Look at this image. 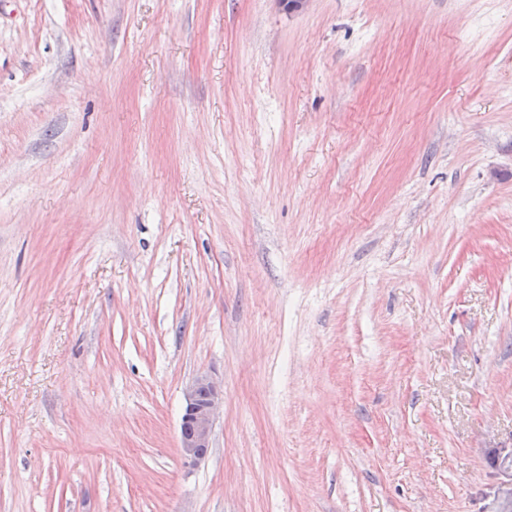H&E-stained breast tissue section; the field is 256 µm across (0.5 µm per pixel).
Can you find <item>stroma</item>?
I'll list each match as a JSON object with an SVG mask.
<instances>
[{
    "label": "stroma",
    "mask_w": 512,
    "mask_h": 512,
    "mask_svg": "<svg viewBox=\"0 0 512 512\" xmlns=\"http://www.w3.org/2000/svg\"><path fill=\"white\" fill-rule=\"evenodd\" d=\"M501 448L512 0H0V512H499ZM224 403V386L206 375L200 376L185 394L180 420V451L187 462L204 459L211 448L214 420Z\"/></svg>",
    "instance_id": "obj_1"
}]
</instances>
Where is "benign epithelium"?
I'll return each instance as SVG.
<instances>
[{
	"instance_id": "1",
	"label": "benign epithelium",
	"mask_w": 512,
	"mask_h": 512,
	"mask_svg": "<svg viewBox=\"0 0 512 512\" xmlns=\"http://www.w3.org/2000/svg\"><path fill=\"white\" fill-rule=\"evenodd\" d=\"M224 403V386L206 375L200 376L185 394L180 420V451L192 463L204 459L211 448L214 420Z\"/></svg>"
}]
</instances>
